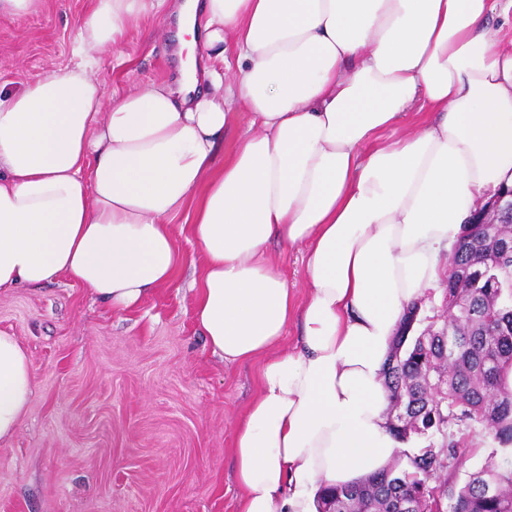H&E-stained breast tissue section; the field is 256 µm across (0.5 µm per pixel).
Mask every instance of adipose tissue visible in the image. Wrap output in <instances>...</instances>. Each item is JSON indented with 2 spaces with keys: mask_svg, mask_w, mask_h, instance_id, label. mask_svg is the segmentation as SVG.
I'll use <instances>...</instances> for the list:
<instances>
[{
  "mask_svg": "<svg viewBox=\"0 0 512 512\" xmlns=\"http://www.w3.org/2000/svg\"><path fill=\"white\" fill-rule=\"evenodd\" d=\"M173 13L204 68L104 96L95 55ZM74 32L80 64L0 90V289L62 278L135 308L175 277L170 224L188 212L195 323L225 362L261 361L232 447L237 512H316L320 486L394 457L382 372L400 319L512 187V0H94ZM240 106L255 131L217 164ZM410 113L418 132L397 135ZM275 239L303 250L304 302ZM34 389L0 331V442Z\"/></svg>",
  "mask_w": 512,
  "mask_h": 512,
  "instance_id": "obj_1",
  "label": "adipose tissue"
}]
</instances>
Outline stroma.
I'll list each match as a JSON object with an SVG mask.
<instances>
[{
    "mask_svg": "<svg viewBox=\"0 0 512 512\" xmlns=\"http://www.w3.org/2000/svg\"><path fill=\"white\" fill-rule=\"evenodd\" d=\"M92 3L1 15L0 85L75 65L72 26ZM158 25L147 19L96 55L104 93L178 76L177 21ZM171 231L181 267L135 309L65 280L0 292V330L19 337L37 384L18 433L0 443V512H236L231 448L258 364L207 347L192 316L201 258L183 219Z\"/></svg>",
    "mask_w": 512,
    "mask_h": 512,
    "instance_id": "stroma-1",
    "label": "stroma"
}]
</instances>
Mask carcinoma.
<instances>
[{
  "instance_id": "carcinoma-1",
  "label": "carcinoma",
  "mask_w": 512,
  "mask_h": 512,
  "mask_svg": "<svg viewBox=\"0 0 512 512\" xmlns=\"http://www.w3.org/2000/svg\"><path fill=\"white\" fill-rule=\"evenodd\" d=\"M464 225L440 306L415 302L391 342L384 369L391 428L403 444L381 471L344 487H321L317 512H512V222ZM480 428L499 448L461 484L471 451L465 431Z\"/></svg>"
}]
</instances>
